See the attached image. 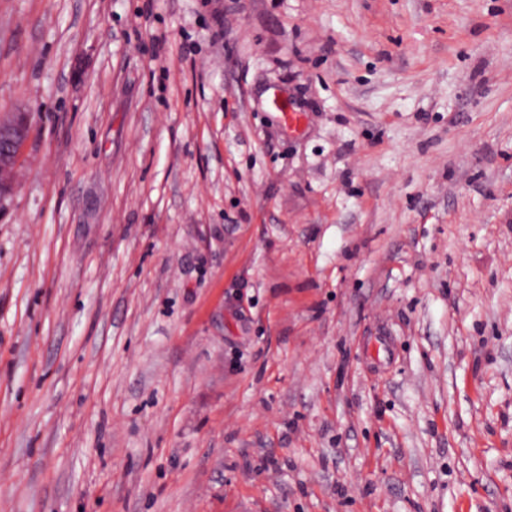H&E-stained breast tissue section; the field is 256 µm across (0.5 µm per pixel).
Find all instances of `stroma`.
Here are the masks:
<instances>
[{
    "label": "stroma",
    "mask_w": 512,
    "mask_h": 512,
    "mask_svg": "<svg viewBox=\"0 0 512 512\" xmlns=\"http://www.w3.org/2000/svg\"><path fill=\"white\" fill-rule=\"evenodd\" d=\"M240 2L0 0V512H512V0ZM32 115L22 109L0 119V204L15 188L23 147L29 136Z\"/></svg>",
    "instance_id": "35a3bbf8"
}]
</instances>
